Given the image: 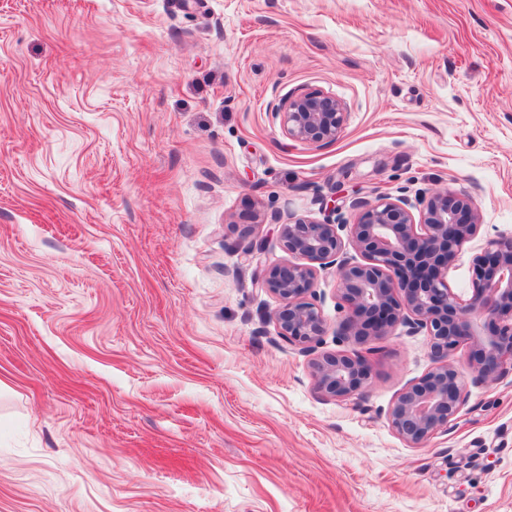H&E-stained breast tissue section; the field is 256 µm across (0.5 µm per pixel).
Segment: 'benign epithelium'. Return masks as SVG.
I'll return each mask as SVG.
<instances>
[{"label": "benign epithelium", "instance_id": "obj_1", "mask_svg": "<svg viewBox=\"0 0 512 512\" xmlns=\"http://www.w3.org/2000/svg\"><path fill=\"white\" fill-rule=\"evenodd\" d=\"M288 136L312 145L330 143L345 122L342 104L325 94H305L283 102ZM417 224L401 197L357 201V222L322 223L296 218L281 225L289 253L304 264L279 263L264 269L262 287L279 301L280 336L303 352L322 343L326 323L315 301L317 268L336 266L337 290L346 304L341 334L359 345L387 336L398 322L429 336L433 366L394 402L390 422L409 445H419L445 428L464 403V375L453 361L463 345L474 381H494L512 360V237L492 240L473 259L470 292L448 287V268L481 224L476 203L448 190L423 200ZM349 230L348 239L341 231ZM363 256L352 264L346 245ZM319 390L344 399L365 391L372 377L360 354H323L312 362Z\"/></svg>", "mask_w": 512, "mask_h": 512}]
</instances>
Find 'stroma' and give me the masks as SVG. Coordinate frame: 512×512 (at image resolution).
Returning a JSON list of instances; mask_svg holds the SVG:
<instances>
[{
  "mask_svg": "<svg viewBox=\"0 0 512 512\" xmlns=\"http://www.w3.org/2000/svg\"><path fill=\"white\" fill-rule=\"evenodd\" d=\"M308 92L335 141L289 138ZM445 189L464 296L512 235V0H0V512H512V363L414 447L426 332L343 337L318 270L319 352L372 367L337 400L258 284L288 219ZM283 121L288 136L312 145L335 141L345 122L344 107L325 94H305L284 101Z\"/></svg>",
  "mask_w": 512,
  "mask_h": 512,
  "instance_id": "obj_1",
  "label": "stroma"
}]
</instances>
